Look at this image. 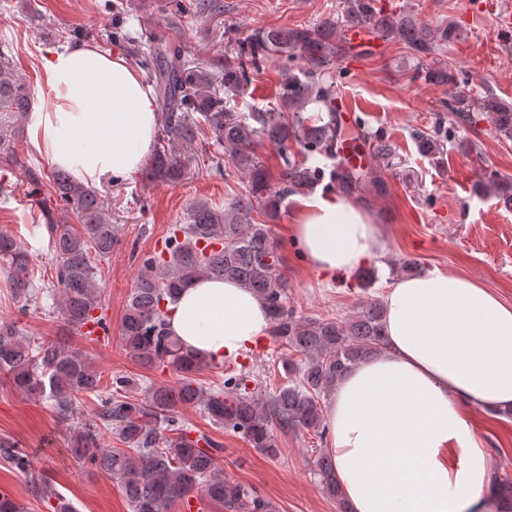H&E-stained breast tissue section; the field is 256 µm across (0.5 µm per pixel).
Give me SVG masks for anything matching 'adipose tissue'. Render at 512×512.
Wrapping results in <instances>:
<instances>
[{
  "instance_id": "1",
  "label": "adipose tissue",
  "mask_w": 512,
  "mask_h": 512,
  "mask_svg": "<svg viewBox=\"0 0 512 512\" xmlns=\"http://www.w3.org/2000/svg\"><path fill=\"white\" fill-rule=\"evenodd\" d=\"M30 139L84 185L144 167L155 99L136 69L77 43L47 53ZM311 268L330 278L378 258L385 243L359 202L303 201L289 226ZM383 350L340 378L327 407V453L349 512H473L492 481L489 456L463 415L512 408V305L471 278L439 270L400 278L384 302ZM169 332L211 361L267 336L270 317L233 280L199 278L167 316Z\"/></svg>"
}]
</instances>
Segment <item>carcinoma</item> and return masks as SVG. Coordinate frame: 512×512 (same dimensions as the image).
Wrapping results in <instances>:
<instances>
[{
  "mask_svg": "<svg viewBox=\"0 0 512 512\" xmlns=\"http://www.w3.org/2000/svg\"><path fill=\"white\" fill-rule=\"evenodd\" d=\"M363 28L383 40L398 38L415 57L432 59L424 79L450 86L455 78L448 63L437 58L453 32L409 16L385 11L379 0H342L341 18H326L312 27L257 29L224 51V58L210 63L212 75L221 78L224 95L210 90V76L186 67L177 47L154 46L135 51V58L157 92L161 128L151 155L147 176L179 183L186 175V159L178 148L190 149L210 135L230 151L234 167L249 178V194L217 208L204 199L190 204L184 223L172 228L164 248L144 259L122 320L125 348L149 367L175 370V386H150L144 397L127 396L131 381L115 375L108 386L101 373L82 356L54 342H32L15 323L0 320V380L28 395L53 402L67 412L82 393L98 400L96 418L116 434L121 448H101L98 433L78 436L74 457L119 481L132 512H170L173 505L196 499L216 505L222 512H275L273 503L256 488L231 482L217 462L220 443L200 434L179 417V410L200 405L213 424L241 437L255 450L274 456L275 432L304 428L326 434L321 398L359 361L382 350L384 304L373 299L344 319L302 318L288 306V282L279 273L282 255L269 225L255 221L259 210L272 218L282 200L306 195L329 179L336 191L356 196L365 191L381 195L385 178L375 167L363 168L349 160L330 170L309 160L327 157L341 145L351 150L366 141L364 124L340 121L343 101L338 96L332 70L351 52L346 31ZM272 57L298 60V71L284 73L276 107L242 115L229 103L243 95L262 64ZM315 104L325 115L303 116ZM29 84L13 69V59L0 50V162L19 171L38 192L49 181L50 202H41V215L53 254L59 289L58 313L75 333L91 322L107 328L100 313L98 262L109 258L118 244L110 211L112 203L95 189L74 181L68 171L55 168L47 174L16 149L24 124L32 112ZM458 125H472L478 114L494 128L512 136V105L491 96L462 111L448 105ZM267 140L281 149L280 188L271 186L255 153ZM300 146L303 160L288 156L289 144ZM372 154L387 160L393 146L381 137L371 139ZM417 148L427 156L443 152L439 136L420 132ZM480 189L512 202V179L490 176ZM33 256L14 238L0 234V266L9 279L19 312L38 303ZM231 279L252 291L271 314L270 337L300 354L282 360L287 381L267 391L244 369L214 387L198 382L201 371L212 364L189 354L178 338L167 331V306L194 279ZM0 462L24 476L44 502H55L53 512H74L42 476L35 473L26 451L9 438H0ZM315 475L324 492L336 502L337 512L347 504L336 484L332 459L322 455ZM486 512H512V479L494 478L484 499Z\"/></svg>",
  "mask_w": 512,
  "mask_h": 512,
  "instance_id": "cac0c4a2",
  "label": "carcinoma"
}]
</instances>
